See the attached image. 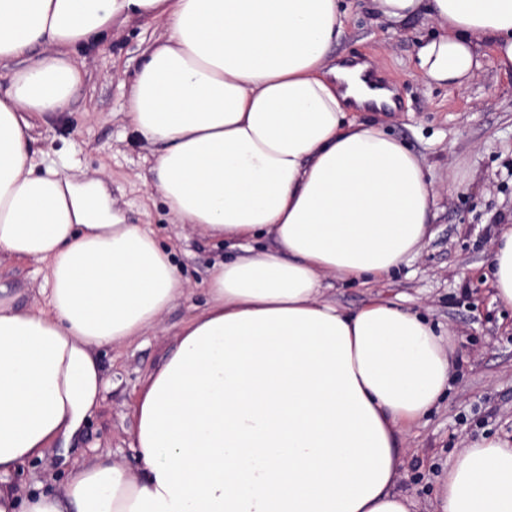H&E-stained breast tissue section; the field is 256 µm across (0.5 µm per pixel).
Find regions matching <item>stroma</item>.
I'll return each instance as SVG.
<instances>
[{
    "mask_svg": "<svg viewBox=\"0 0 512 512\" xmlns=\"http://www.w3.org/2000/svg\"><path fill=\"white\" fill-rule=\"evenodd\" d=\"M345 4V33L332 45L330 59H374L398 103L397 111L359 112L355 118L383 124L419 153L438 194L420 256L379 288L337 281L326 295L355 311L378 292L453 335L448 389L402 448L398 488L412 498L416 512H429L435 480L461 448L483 437L512 444V307L491 289L490 255L498 227L512 216V73L489 62L466 86L428 83L415 72V52L422 38L435 34L433 20L421 16L394 26L377 21L369 0ZM156 35L155 27L132 19L76 47L86 63L85 79L58 119L35 124L31 146L68 150L92 173L107 168L112 195L131 223L151 225L158 242L172 248L193 292L164 314L162 331L99 349L106 383L102 405L69 447L47 449L43 459L13 475L25 494L57 491L79 457L118 460L138 472L130 404L174 349L192 309L203 306L207 271L224 254L190 227L171 224L161 194L140 180L153 165L152 151L122 113L127 86Z\"/></svg>",
    "mask_w": 512,
    "mask_h": 512,
    "instance_id": "1",
    "label": "stroma"
}]
</instances>
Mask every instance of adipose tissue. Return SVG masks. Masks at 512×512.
<instances>
[{"instance_id":"adipose-tissue-1","label":"adipose tissue","mask_w":512,"mask_h":512,"mask_svg":"<svg viewBox=\"0 0 512 512\" xmlns=\"http://www.w3.org/2000/svg\"><path fill=\"white\" fill-rule=\"evenodd\" d=\"M433 19L425 80L462 86L485 53L512 71V0H371ZM344 0H0V62L30 56L0 96V263L39 264L26 306L0 282V512H411L400 434L448 388L450 336L376 296L350 312L324 282L378 284L417 257L437 190L423 159L355 111L390 104L364 67L328 63ZM160 28L124 114L156 151L174 223L235 252L132 405L140 473L75 463L54 493L12 475L68 444L103 400L96 352L157 330L189 284L103 174L31 147L84 78L77 46L131 18ZM512 305V225L491 243ZM434 512H512V446L469 443Z\"/></svg>"}]
</instances>
